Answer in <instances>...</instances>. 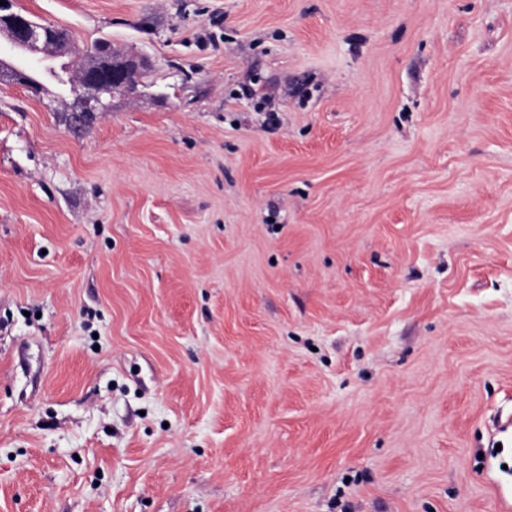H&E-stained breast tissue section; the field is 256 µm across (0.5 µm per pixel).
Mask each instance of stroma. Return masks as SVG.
I'll return each instance as SVG.
<instances>
[{
  "instance_id": "1",
  "label": "stroma",
  "mask_w": 512,
  "mask_h": 512,
  "mask_svg": "<svg viewBox=\"0 0 512 512\" xmlns=\"http://www.w3.org/2000/svg\"><path fill=\"white\" fill-rule=\"evenodd\" d=\"M15 7L0 512H512V0ZM0 33L7 36L10 46L23 53L42 54V58L54 62L69 49L70 43L58 39L46 26L33 21L28 15L14 10L13 0H1ZM55 46L53 53L48 47ZM96 56L103 57L101 62L98 66L87 69L81 82L77 103L72 109L71 102L68 106L67 112L71 109L76 119L86 112H108L112 107V95L117 91L134 90L137 87L136 75L140 69L147 66L146 60L142 57H120L119 53L112 51L110 41L101 38L94 43L75 71L67 69V80L70 85L79 82L84 69Z\"/></svg>"
}]
</instances>
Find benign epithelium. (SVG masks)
<instances>
[{"label":"benign epithelium","instance_id":"7a95c632","mask_svg":"<svg viewBox=\"0 0 512 512\" xmlns=\"http://www.w3.org/2000/svg\"><path fill=\"white\" fill-rule=\"evenodd\" d=\"M0 33L7 36L10 46L23 53L40 54L51 62L63 56L70 43L58 39L46 26L14 9V0L0 5ZM147 62L139 56L104 57L98 66L85 72L78 100L72 108L75 118L88 112H107L112 107V95L132 91L137 87L136 75Z\"/></svg>","mask_w":512,"mask_h":512}]
</instances>
